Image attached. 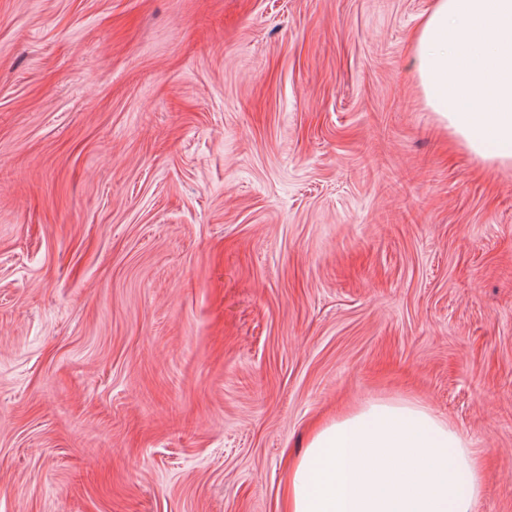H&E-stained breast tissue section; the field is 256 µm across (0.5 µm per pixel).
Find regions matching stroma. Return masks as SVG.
<instances>
[{
    "label": "stroma",
    "instance_id": "obj_1",
    "mask_svg": "<svg viewBox=\"0 0 512 512\" xmlns=\"http://www.w3.org/2000/svg\"><path fill=\"white\" fill-rule=\"evenodd\" d=\"M431 0H0V512H278L429 406L512 512V170L423 104Z\"/></svg>",
    "mask_w": 512,
    "mask_h": 512
}]
</instances>
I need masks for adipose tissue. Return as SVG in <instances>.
Segmentation results:
<instances>
[{"label": "adipose tissue", "instance_id": "1", "mask_svg": "<svg viewBox=\"0 0 512 512\" xmlns=\"http://www.w3.org/2000/svg\"><path fill=\"white\" fill-rule=\"evenodd\" d=\"M424 103L480 164L512 169V0H432L409 45ZM468 441L429 407L381 399L312 430L281 512H476Z\"/></svg>", "mask_w": 512, "mask_h": 512}]
</instances>
